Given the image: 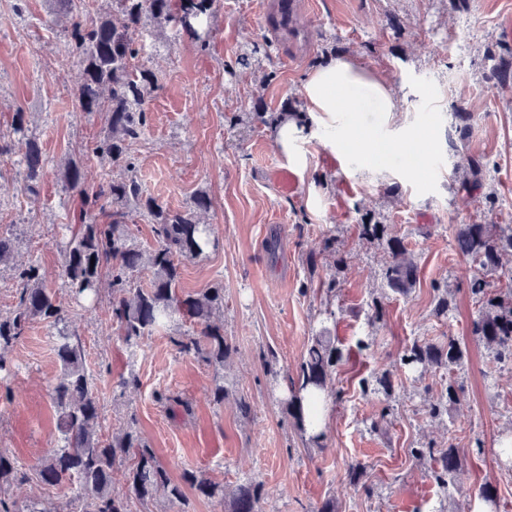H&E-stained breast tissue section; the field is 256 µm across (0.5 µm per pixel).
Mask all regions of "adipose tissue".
Instances as JSON below:
<instances>
[{
	"label": "adipose tissue",
	"instance_id": "obj_1",
	"mask_svg": "<svg viewBox=\"0 0 512 512\" xmlns=\"http://www.w3.org/2000/svg\"><path fill=\"white\" fill-rule=\"evenodd\" d=\"M366 88L379 102L381 111L395 112L396 103L385 82L376 74L364 72L355 62L328 58L307 76L303 85L304 110L275 122L274 143L285 164L298 175H305L308 161L297 144L310 127L335 128L336 114L355 87Z\"/></svg>",
	"mask_w": 512,
	"mask_h": 512
}]
</instances>
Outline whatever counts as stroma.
Segmentation results:
<instances>
[{"label": "stroma", "mask_w": 512, "mask_h": 512, "mask_svg": "<svg viewBox=\"0 0 512 512\" xmlns=\"http://www.w3.org/2000/svg\"><path fill=\"white\" fill-rule=\"evenodd\" d=\"M271 0H216L208 46L153 21L136 35L139 67L159 86L145 98L148 125L132 143L134 175L163 208L185 212L199 193L211 207L214 249L183 260L179 286L196 293L224 288V366L227 395L211 397L213 366L180 353L171 338L184 327L170 324L129 352L112 326L111 290L100 288L94 313L73 307L71 326L81 336L86 367L103 407L102 438L135 428L173 481L184 471L204 474L231 490L248 480L264 486L258 512H316L334 500L337 512H494L465 490L488 483L512 501V470L498 462L500 442L512 439V371L499 368L472 332L477 307L467 288L477 270L455 246L461 224H512V84H497L491 55L512 57L502 21L512 0H296L304 37L275 39L266 17ZM51 0H0V231L15 240L11 265L0 266V314L16 303L14 269L36 263L48 284L59 282L63 226L76 201L64 192L56 168L65 156L93 141L106 127L103 113L78 112L72 92L81 78L61 26H47ZM271 42L259 67L241 70L239 52ZM330 57L357 62L383 75L398 107L376 111L365 90L354 93L356 113H339L336 129L314 128L300 147L309 171L297 192L284 194L270 171L283 161L269 127L254 110L303 108V84ZM28 114L44 160L38 196L21 192L26 145L10 129L13 112ZM472 113L466 134L455 115ZM360 123L380 136L368 149L350 135ZM481 160V190L464 192L454 174L467 158ZM494 203H486L485 194ZM386 224L413 252L418 280L410 294L387 293L385 243L360 236L365 216ZM335 238L343 264L325 252ZM317 255L316 272L306 259ZM336 278L327 295L323 284ZM449 286L450 319L433 314L436 289ZM384 297L383 322L369 325L372 298ZM345 347L348 361L336 374L343 403L330 411L320 445L293 428L282 401L313 334L321 327ZM372 340L354 350L357 338ZM452 336L465 351L457 377L461 391L443 420L424 411L425 396L444 380L433 369L411 372L399 354L414 340ZM56 331L34 322L14 344L13 372L0 380V452L14 458L27 480L7 498L38 500L51 512L71 498L68 485L39 483L34 474L60 433L51 390L59 372ZM274 352L268 364L264 352ZM389 371L391 396H362L357 382ZM135 374L137 387L114 396L120 376ZM251 405L242 415L238 402ZM394 418L371 431L384 406ZM482 450H475V441ZM454 446L461 464L441 492L412 449ZM363 465L367 489L354 488L349 468Z\"/></svg>", "instance_id": "stroma-1"}]
</instances>
